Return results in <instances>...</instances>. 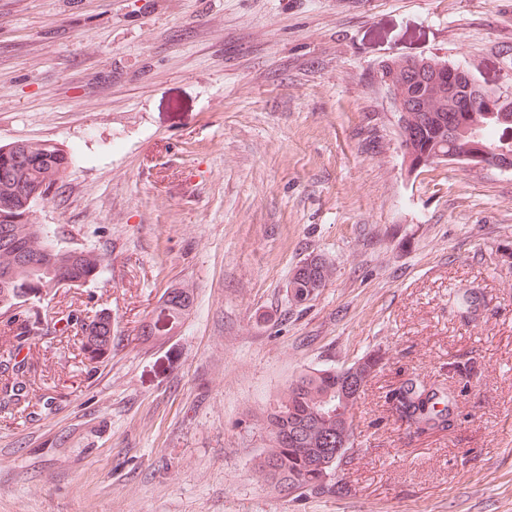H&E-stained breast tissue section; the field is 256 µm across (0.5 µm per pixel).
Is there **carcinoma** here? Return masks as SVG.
<instances>
[{"mask_svg":"<svg viewBox=\"0 0 512 512\" xmlns=\"http://www.w3.org/2000/svg\"><path fill=\"white\" fill-rule=\"evenodd\" d=\"M404 62V58L392 60L383 66L381 75L401 84ZM467 83L466 70L457 66L437 75L434 83L407 85L425 105V112L412 115L414 151L480 154L504 134L505 127L487 117L481 101L469 113L468 124L485 127V139L474 140L464 131L448 133L452 97ZM70 163L71 154L49 141L18 138L0 145V306L8 312L0 317V346L7 353L0 362L12 366L11 374L0 383V393L7 397V405L26 401L20 376L28 370V360L18 354L37 324L26 307L29 295L38 286H79L95 279L104 267L102 255L62 244L63 231L39 224L35 218V204L61 188ZM332 275V265L321 257L303 262L288 281L292 301L297 305L308 301ZM189 305L187 291L168 290L151 312L142 335L167 334ZM66 327L81 332L80 349L91 364L100 362L112 349V317L107 312L90 317L75 309L69 313ZM381 360L380 355L368 353L354 376L335 368H311L288 383L264 419L269 446L259 456L256 469L267 485L275 490L293 487L310 495L344 490L333 481L319 483L317 474L326 464L344 462L345 457L336 455V445L345 437V423L353 419L358 402L353 385L359 380L367 382ZM395 395L399 405L393 410L399 419L407 416L410 429L447 431L457 424L454 399L439 388L428 389L414 381L405 391L395 389Z\"/></svg>","mask_w":512,"mask_h":512,"instance_id":"carcinoma-1","label":"carcinoma"}]
</instances>
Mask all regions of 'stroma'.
Segmentation results:
<instances>
[{
	"label": "stroma",
	"instance_id": "1",
	"mask_svg": "<svg viewBox=\"0 0 512 512\" xmlns=\"http://www.w3.org/2000/svg\"><path fill=\"white\" fill-rule=\"evenodd\" d=\"M424 56L512 93V0H0V144L72 153L37 221L106 258L30 306L112 316L94 368L75 330L33 337L0 512H512V171H406L379 72ZM171 288L180 324L140 341ZM372 351L348 493H273L267 410ZM405 371L458 392L453 429L393 416ZM316 257L318 260H315ZM332 275L333 267L325 259L319 256L312 257L309 261L307 259L295 268L288 281V292L290 290L292 293V301L301 305L310 300L311 292L314 293L313 297L316 296Z\"/></svg>",
	"mask_w": 512,
	"mask_h": 512
}]
</instances>
